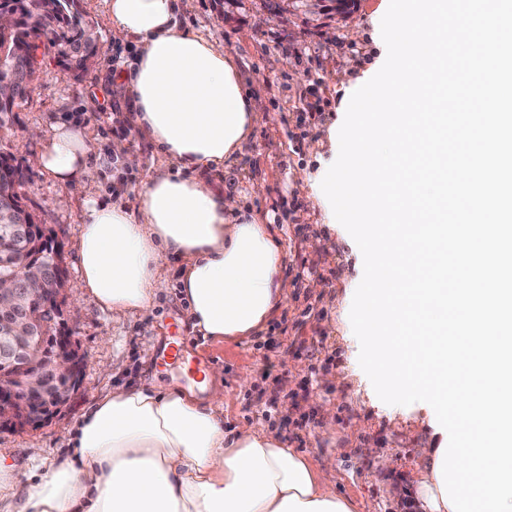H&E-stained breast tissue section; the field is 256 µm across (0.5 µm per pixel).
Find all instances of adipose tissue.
I'll list each match as a JSON object with an SVG mask.
<instances>
[{"label":"adipose tissue","instance_id":"ef3b65f1","mask_svg":"<svg viewBox=\"0 0 512 512\" xmlns=\"http://www.w3.org/2000/svg\"><path fill=\"white\" fill-rule=\"evenodd\" d=\"M105 7L113 39L134 46L114 88L167 163L149 171L135 206L86 198L82 294L116 317L149 311L174 258L193 331L218 343L261 332L285 298L282 244L203 173L243 152L263 104L231 52L183 28L180 0ZM31 136L33 166L84 195L96 157L82 123ZM199 386L125 383L95 398L69 453L32 449L30 480L0 457V512H357L304 453L251 424L225 428L221 369Z\"/></svg>","mask_w":512,"mask_h":512}]
</instances>
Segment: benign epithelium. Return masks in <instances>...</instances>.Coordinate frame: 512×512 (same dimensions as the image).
Listing matches in <instances>:
<instances>
[{"label": "benign epithelium", "mask_w": 512, "mask_h": 512, "mask_svg": "<svg viewBox=\"0 0 512 512\" xmlns=\"http://www.w3.org/2000/svg\"><path fill=\"white\" fill-rule=\"evenodd\" d=\"M9 236L45 248L29 266L27 250L0 274V314L15 316L0 339V427L25 428L48 421L79 386L85 357L66 316L68 293L63 251L44 224H3Z\"/></svg>", "instance_id": "7a95c632"}]
</instances>
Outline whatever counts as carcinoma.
Wrapping results in <instances>:
<instances>
[{
    "instance_id": "carcinoma-1",
    "label": "carcinoma",
    "mask_w": 512,
    "mask_h": 512,
    "mask_svg": "<svg viewBox=\"0 0 512 512\" xmlns=\"http://www.w3.org/2000/svg\"><path fill=\"white\" fill-rule=\"evenodd\" d=\"M0 11L12 17L11 26L0 29V79H12L18 88L15 95L0 99L2 130L34 90L38 50L54 54L62 71L77 76L94 63L101 43L78 0H0ZM27 180L22 165L0 144V210L13 209L24 215L25 223L35 224L34 212L22 207Z\"/></svg>"
}]
</instances>
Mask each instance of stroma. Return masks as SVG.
I'll list each match as a JSON object with an SVG mask.
<instances>
[{
    "mask_svg": "<svg viewBox=\"0 0 512 512\" xmlns=\"http://www.w3.org/2000/svg\"><path fill=\"white\" fill-rule=\"evenodd\" d=\"M379 4L358 0L347 17L308 22L276 16L262 0H183L184 28L233 53L247 88L264 104L242 160L209 175L225 196L266 217L284 245L287 295L259 335L204 341L187 326L173 287L149 312L120 318L80 298L76 243L84 200L67 198L62 185L33 173L23 192L41 223L61 237L68 319L86 365L79 388L49 421L0 428L1 455L20 465L34 448L49 456L65 454L85 407L112 386L183 381L180 367L163 370L155 362L159 337L175 336L182 349L221 368L226 424L255 425L306 453L314 466L326 467L337 493L358 503V512H427L414 482L415 464L420 449L447 447L448 435L426 403H383L361 369L349 312L363 258L321 190L338 156L334 133L349 99L386 59L374 16ZM80 7L103 45L96 63L77 79L58 66L44 68L13 125L0 132V142L25 165L38 149L30 129L81 115L96 148L122 140L143 162L119 185L110 171L94 170L89 195L132 206L134 187L154 165L155 150L132 134L121 102L111 96L112 59L125 47L108 32L104 0H81ZM94 94L109 98L98 119L88 114Z\"/></svg>",
    "mask_w": 512,
    "mask_h": 512,
    "instance_id": "obj_1",
    "label": "stroma"
}]
</instances>
